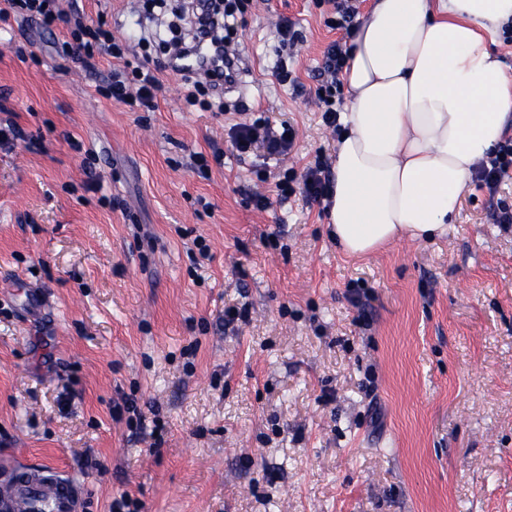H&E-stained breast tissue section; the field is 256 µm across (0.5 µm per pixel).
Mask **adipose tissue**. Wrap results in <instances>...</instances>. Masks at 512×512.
<instances>
[{
    "mask_svg": "<svg viewBox=\"0 0 512 512\" xmlns=\"http://www.w3.org/2000/svg\"><path fill=\"white\" fill-rule=\"evenodd\" d=\"M512 0H373L350 40L328 214L351 257L455 223L476 165L512 120L494 46Z\"/></svg>",
    "mask_w": 512,
    "mask_h": 512,
    "instance_id": "obj_1",
    "label": "adipose tissue"
}]
</instances>
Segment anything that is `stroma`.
Wrapping results in <instances>:
<instances>
[{"label":"stroma","instance_id":"obj_1","mask_svg":"<svg viewBox=\"0 0 512 512\" xmlns=\"http://www.w3.org/2000/svg\"><path fill=\"white\" fill-rule=\"evenodd\" d=\"M75 5L146 34L139 0ZM329 11L250 0L220 112L166 69L154 111L114 102L112 58L62 56L64 23L0 24V124L20 130L0 142V465L76 480L79 512H512V224L492 219L512 178L467 186L444 236L358 259L325 205L278 196L286 169L336 159L315 74L350 35ZM260 117L295 128L290 154L235 155L231 126ZM124 397L156 433L113 416Z\"/></svg>","mask_w":512,"mask_h":512}]
</instances>
